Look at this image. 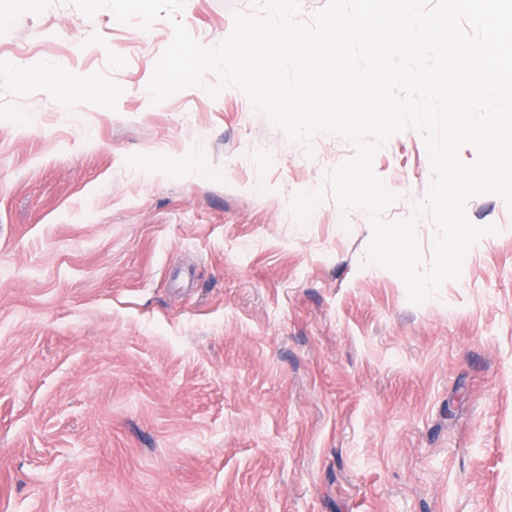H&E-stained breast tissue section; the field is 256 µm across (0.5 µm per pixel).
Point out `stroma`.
I'll use <instances>...</instances> for the list:
<instances>
[{
    "mask_svg": "<svg viewBox=\"0 0 512 512\" xmlns=\"http://www.w3.org/2000/svg\"><path fill=\"white\" fill-rule=\"evenodd\" d=\"M250 9L178 17L212 46ZM172 37L0 0V512H512L505 202L468 201L498 234L412 304L330 194L354 145L289 140L235 88L152 103ZM373 169L409 217L421 134Z\"/></svg>",
    "mask_w": 512,
    "mask_h": 512,
    "instance_id": "35a3bbf8",
    "label": "stroma"
}]
</instances>
